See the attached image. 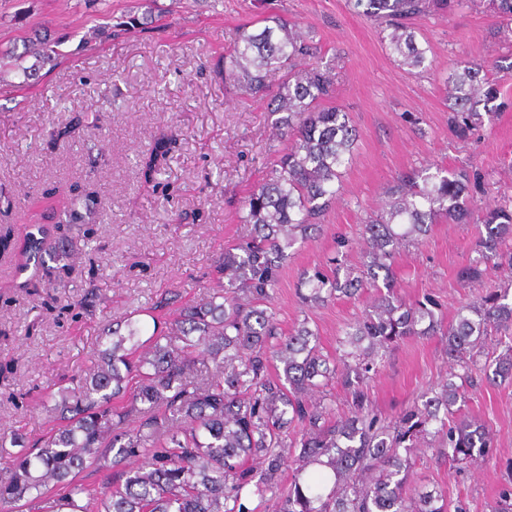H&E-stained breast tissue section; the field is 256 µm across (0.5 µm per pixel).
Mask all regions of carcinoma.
<instances>
[{
	"mask_svg": "<svg viewBox=\"0 0 512 512\" xmlns=\"http://www.w3.org/2000/svg\"><path fill=\"white\" fill-rule=\"evenodd\" d=\"M455 0H350L359 14L387 32L389 48L411 68L424 66L431 47L417 41L411 20L445 11ZM497 34L512 40V0H490ZM317 45L277 16L255 32H238L220 73L239 88L268 98L267 112L285 147L266 177L242 201L238 221L249 228L224 246L206 297L184 303L169 290L158 302L172 315L142 311L114 320L98 336L93 365L57 384L42 402L54 427L37 451L11 453L22 435H0V509L3 512H467L449 509L440 489H409L412 458L427 437L435 453L458 465L489 454L494 439L461 415L465 388L512 382V302L509 289L492 288L460 306L447 323L431 297L405 302L394 282L400 250L416 245L443 221L479 224L475 257L459 278L483 286L491 272H512V197L477 204L479 176L465 168L423 167L397 177L376 214L363 225L362 267H344L338 255L349 240L336 237L335 268L305 272L301 301L311 310L339 296L374 290L370 308L347 324L336 359L323 354L304 315L285 333L270 301L297 242L315 238L340 193L352 161L356 131L348 113L329 104L336 73L317 62ZM283 73L276 89L268 77ZM500 83L468 58L450 63V126L468 138L486 113L503 109ZM177 133L158 139L144 163L149 174L177 147ZM77 246L32 225L16 251L17 275L39 276L69 266ZM508 339L491 357L485 338ZM442 336L448 375L433 396L386 420L371 408L367 384L378 362L399 342ZM343 387L348 414L334 416L330 387ZM104 474L95 487L86 470ZM289 484L281 488L284 473Z\"/></svg>",
	"mask_w": 512,
	"mask_h": 512,
	"instance_id": "obj_1",
	"label": "carcinoma"
}]
</instances>
